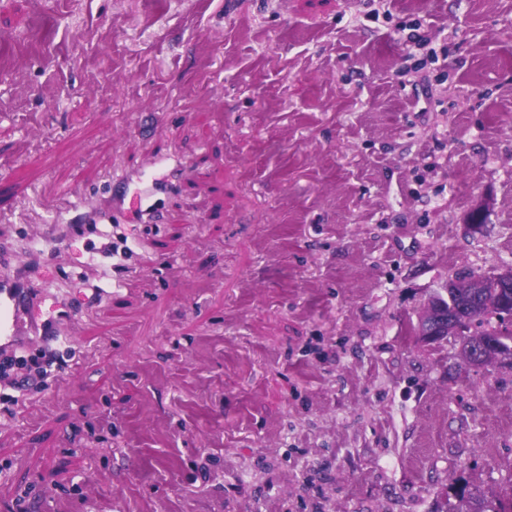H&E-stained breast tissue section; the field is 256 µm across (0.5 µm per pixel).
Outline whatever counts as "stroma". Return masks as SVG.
<instances>
[{
  "instance_id": "obj_1",
  "label": "stroma",
  "mask_w": 512,
  "mask_h": 512,
  "mask_svg": "<svg viewBox=\"0 0 512 512\" xmlns=\"http://www.w3.org/2000/svg\"><path fill=\"white\" fill-rule=\"evenodd\" d=\"M388 3L0 0V237L54 267L70 356L0 408V512L512 487V370L415 336L512 265V0ZM118 178L155 217L105 238L60 194L108 212ZM87 274L126 286L84 310Z\"/></svg>"
}]
</instances>
